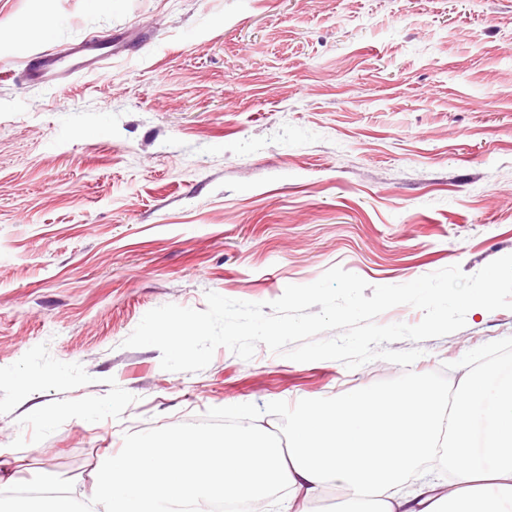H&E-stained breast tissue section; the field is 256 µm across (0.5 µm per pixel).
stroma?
Masks as SVG:
<instances>
[{"label":"stroma","mask_w":512,"mask_h":512,"mask_svg":"<svg viewBox=\"0 0 512 512\" xmlns=\"http://www.w3.org/2000/svg\"><path fill=\"white\" fill-rule=\"evenodd\" d=\"M120 33L111 65L68 88L20 77ZM508 254L512 0H0L1 498L79 497L130 432L403 372L262 345L166 371L123 345L153 308L269 302L334 266L369 297ZM507 337L512 310L482 309L393 347L456 385L458 360ZM50 406L94 415L47 424Z\"/></svg>","instance_id":"obj_1"}]
</instances>
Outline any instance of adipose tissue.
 Segmentation results:
<instances>
[{"label": "adipose tissue", "mask_w": 512, "mask_h": 512, "mask_svg": "<svg viewBox=\"0 0 512 512\" xmlns=\"http://www.w3.org/2000/svg\"><path fill=\"white\" fill-rule=\"evenodd\" d=\"M345 493L342 512H501L512 500V373L359 390L293 417L287 440L243 424L147 432L103 457L85 499L103 512H195L216 501L267 512L276 492Z\"/></svg>", "instance_id": "adipose-tissue-1"}]
</instances>
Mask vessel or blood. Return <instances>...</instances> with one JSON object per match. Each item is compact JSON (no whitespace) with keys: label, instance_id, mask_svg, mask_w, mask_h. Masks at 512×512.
<instances>
[{"label":"vessel or blood","instance_id":"1","mask_svg":"<svg viewBox=\"0 0 512 512\" xmlns=\"http://www.w3.org/2000/svg\"><path fill=\"white\" fill-rule=\"evenodd\" d=\"M111 52L101 51L91 41H82L68 47L64 52H44L30 59L22 70L23 77L31 83L55 81L65 86L73 74L98 73L103 71L111 59Z\"/></svg>","mask_w":512,"mask_h":512}]
</instances>
